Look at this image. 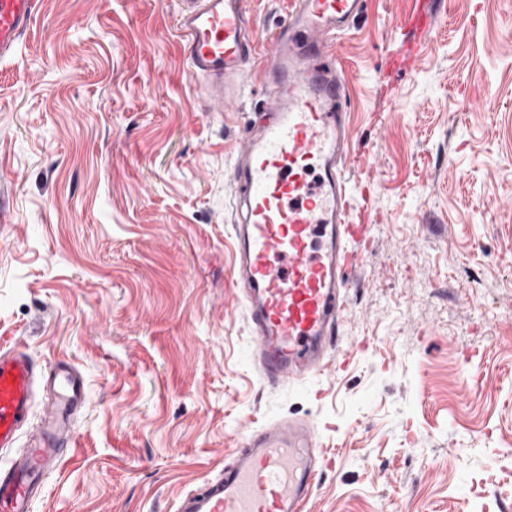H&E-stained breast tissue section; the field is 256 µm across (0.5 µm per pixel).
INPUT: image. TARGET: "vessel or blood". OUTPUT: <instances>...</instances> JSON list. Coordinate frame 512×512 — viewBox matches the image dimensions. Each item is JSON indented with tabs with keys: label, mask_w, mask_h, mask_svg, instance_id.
<instances>
[{
	"label": "vessel or blood",
	"mask_w": 512,
	"mask_h": 512,
	"mask_svg": "<svg viewBox=\"0 0 512 512\" xmlns=\"http://www.w3.org/2000/svg\"><path fill=\"white\" fill-rule=\"evenodd\" d=\"M363 0H293L271 39L248 34L246 0H180L176 27L205 112L233 111L261 73L265 109L233 154L235 275L245 290L252 358L273 387L326 370L368 227L348 220L344 162L352 130L332 48ZM40 0H0V59L29 30ZM38 373L17 346L0 349V452L31 415ZM53 399L19 457L0 468V512H33L42 478L77 446L85 404L74 365L48 376ZM324 449L310 422L275 418L251 428L228 465L188 491L177 512H308Z\"/></svg>",
	"instance_id": "vessel-or-blood-1"
}]
</instances>
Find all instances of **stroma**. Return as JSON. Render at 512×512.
<instances>
[{
  "mask_svg": "<svg viewBox=\"0 0 512 512\" xmlns=\"http://www.w3.org/2000/svg\"><path fill=\"white\" fill-rule=\"evenodd\" d=\"M292 0H247L271 37ZM366 0L333 51L345 177L369 215L347 366L267 387L232 281L233 153L265 101L201 111L178 0H41L0 62V347L69 361L77 450L33 512H177L253 425L314 423L310 512H512V0ZM474 382L463 390V378Z\"/></svg>",
  "mask_w": 512,
  "mask_h": 512,
  "instance_id": "obj_1",
  "label": "stroma"
}]
</instances>
